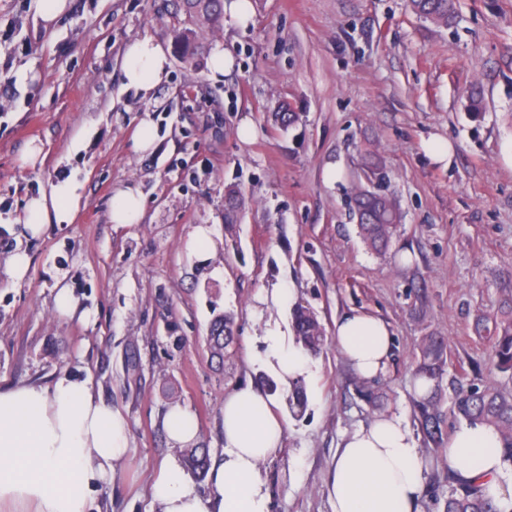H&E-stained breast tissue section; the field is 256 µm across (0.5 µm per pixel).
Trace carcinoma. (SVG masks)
I'll return each instance as SVG.
<instances>
[{
    "mask_svg": "<svg viewBox=\"0 0 512 512\" xmlns=\"http://www.w3.org/2000/svg\"><path fill=\"white\" fill-rule=\"evenodd\" d=\"M221 0H184L186 14L197 25H212L220 15ZM413 12L421 18L446 25L452 18V0H409ZM392 200L383 188L367 191L354 199L355 214L363 239L374 250L381 252L388 246L391 234L401 221L399 211L391 208ZM241 200L238 192L230 189L225 194V227L237 223ZM293 327L298 342L310 353H319L325 345V331L317 316L309 308L299 305L293 310ZM492 339V361L502 373L512 372V316L495 322ZM211 353L224 356V348L233 343V321L227 315L214 318L208 336ZM446 344L443 338L427 336L422 342L415 374L433 382L419 400L416 408L424 433L434 443H440L442 414L439 398V379L444 371ZM453 411L466 421L495 427L502 436L504 454L512 459V393L494 388H473L459 394ZM186 466L201 475L206 472L208 455L201 447L185 449ZM445 512H498L476 483L458 482L448 493Z\"/></svg>",
    "mask_w": 512,
    "mask_h": 512,
    "instance_id": "obj_1",
    "label": "carcinoma"
}]
</instances>
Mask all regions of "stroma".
I'll return each instance as SVG.
<instances>
[{
    "label": "stroma",
    "instance_id": "obj_1",
    "mask_svg": "<svg viewBox=\"0 0 512 512\" xmlns=\"http://www.w3.org/2000/svg\"><path fill=\"white\" fill-rule=\"evenodd\" d=\"M251 2L246 23L227 15L198 28L185 59L175 46L190 21L177 0H70L49 29L31 0H0V213L21 214L60 179L81 185L72 223L23 240L0 228V385L92 375L131 428L123 474L92 508L151 512L158 464L183 456L163 429L167 409L193 411L199 440L221 456L225 393L271 379L257 362L267 323L293 335L303 305L330 333L344 314H372L392 332L377 379L362 384L331 341L312 358L303 412L276 386L288 430L262 470L271 512H331L338 447L381 413L403 416L423 451L421 512H444L448 450L427 441L415 413L422 338L447 342L444 435L462 423L451 412L458 391L512 392L485 331L512 314V166L500 153L512 138V0H454L445 27L407 0ZM145 36L173 48L150 99L125 90L122 71L125 48ZM218 50L234 60L222 75L209 68ZM25 69L35 77L22 83ZM283 106L294 124L275 121ZM144 118L158 140L142 154L132 137ZM245 120L249 142L238 136ZM433 135L452 144L449 163L427 155ZM32 141L43 149L36 166L22 160ZM375 167L403 216L382 254L360 235L352 201L355 188L374 189ZM129 186L145 198L144 220L112 223V199ZM230 188L243 207L229 234ZM199 225L215 242L203 263L186 249ZM19 248L31 266L15 284L4 268ZM60 276L77 301L69 317L53 306ZM276 285L290 301L260 306ZM220 314L233 317L236 342L219 359L207 336Z\"/></svg>",
    "mask_w": 512,
    "mask_h": 512
}]
</instances>
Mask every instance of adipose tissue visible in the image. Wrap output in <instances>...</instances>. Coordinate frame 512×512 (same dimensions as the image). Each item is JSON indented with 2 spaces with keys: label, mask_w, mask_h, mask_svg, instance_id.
<instances>
[{
  "label": "adipose tissue",
  "mask_w": 512,
  "mask_h": 512,
  "mask_svg": "<svg viewBox=\"0 0 512 512\" xmlns=\"http://www.w3.org/2000/svg\"><path fill=\"white\" fill-rule=\"evenodd\" d=\"M165 47L145 37L124 54L126 88L152 97L169 77ZM73 179L30 197L23 230L40 236L47 225L72 223L78 209ZM334 339L364 380L384 370L391 350L388 325L371 315H344ZM263 363L283 384L309 374L310 359L287 341L280 327L266 330ZM275 399L247 384L224 396V452L199 489L172 457L161 461L150 485L157 512H270L261 466L276 456L286 424ZM130 450L126 414L96 394L90 377L60 373L47 386H0V512H91L93 494L113 484ZM448 465L456 477L479 484L502 512H512V459L499 432L465 423L448 441ZM421 448L398 415H381L347 436L326 484L331 512H419L426 481Z\"/></svg>",
  "instance_id": "1"
}]
</instances>
